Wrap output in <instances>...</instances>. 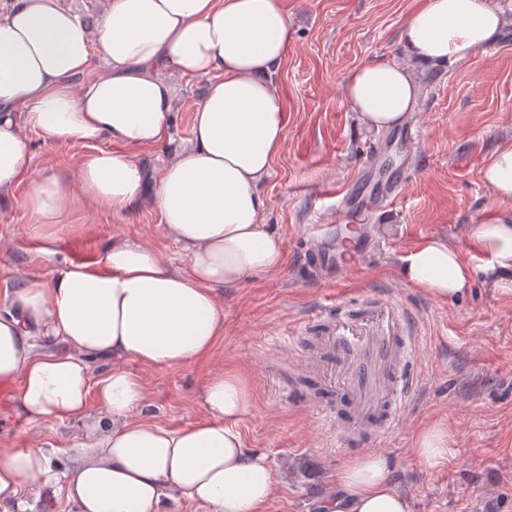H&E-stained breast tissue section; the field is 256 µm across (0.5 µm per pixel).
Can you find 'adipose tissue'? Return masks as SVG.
Listing matches in <instances>:
<instances>
[{"label":"adipose tissue","mask_w":512,"mask_h":512,"mask_svg":"<svg viewBox=\"0 0 512 512\" xmlns=\"http://www.w3.org/2000/svg\"><path fill=\"white\" fill-rule=\"evenodd\" d=\"M504 26L492 0H425L399 42L415 61L465 59ZM291 42L283 0H106L95 31L62 0H10L0 11V195L29 171L22 128L39 131L85 150L76 193L50 172L23 201L45 240L55 241L67 210L128 213L148 198L187 258L177 268L115 237L94 262L14 288L0 312V386L15 389L19 414L80 418L94 402L107 417L65 482L77 512H162L168 500L267 512L276 477L239 429L251 409L239 376L215 372L199 392L205 419L170 429L134 419L145 388L127 365L181 368L207 356L224 333L220 287L282 270V241L259 222L258 187L285 139L287 108L272 76ZM165 68L210 83L188 142L163 159L150 195L136 155L169 137L176 87ZM344 93L365 124L392 128L405 122L419 86L409 68L379 61L351 72ZM481 177L501 207L472 229L476 260L429 237L400 256L403 280L440 298L462 295L479 277L512 285V141L489 155ZM97 359L111 365L95 378ZM54 484L43 448L0 443L1 506ZM335 484L321 512H411L381 455L342 467Z\"/></svg>","instance_id":"adipose-tissue-1"}]
</instances>
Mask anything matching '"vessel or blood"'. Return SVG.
Here are the masks:
<instances>
[{"label": "vessel or blood", "instance_id": "b4317fda", "mask_svg": "<svg viewBox=\"0 0 512 512\" xmlns=\"http://www.w3.org/2000/svg\"><path fill=\"white\" fill-rule=\"evenodd\" d=\"M375 246L370 225L362 224L348 249L321 248L310 261L333 276L355 267ZM300 333L313 345L306 367L321 390L315 404L340 444L353 447L359 433L378 440L392 432L413 386L406 371L417 341L413 321L380 299L357 317L343 305L319 312Z\"/></svg>", "mask_w": 512, "mask_h": 512}]
</instances>
